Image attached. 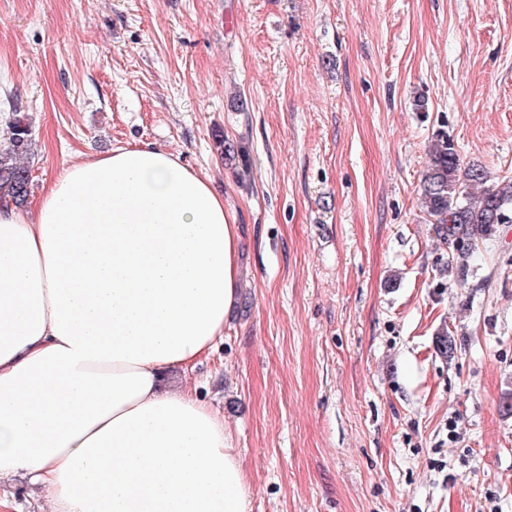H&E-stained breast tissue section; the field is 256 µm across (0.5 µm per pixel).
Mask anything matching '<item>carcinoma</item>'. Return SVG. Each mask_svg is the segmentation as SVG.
<instances>
[{
    "mask_svg": "<svg viewBox=\"0 0 512 512\" xmlns=\"http://www.w3.org/2000/svg\"><path fill=\"white\" fill-rule=\"evenodd\" d=\"M32 140L29 124L14 117L0 144V199L24 206L31 189L26 159ZM430 162L420 181V197L437 240L448 246L444 272L461 280L471 271L479 246L493 240L497 225L512 224V180L487 185L480 165L462 167L448 134L440 131L429 146ZM438 353L453 357L456 341L440 330L435 341Z\"/></svg>",
    "mask_w": 512,
    "mask_h": 512,
    "instance_id": "cac0c4a2",
    "label": "carcinoma"
}]
</instances>
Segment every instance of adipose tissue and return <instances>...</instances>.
I'll return each instance as SVG.
<instances>
[{
	"instance_id": "adipose-tissue-1",
	"label": "adipose tissue",
	"mask_w": 512,
	"mask_h": 512,
	"mask_svg": "<svg viewBox=\"0 0 512 512\" xmlns=\"http://www.w3.org/2000/svg\"><path fill=\"white\" fill-rule=\"evenodd\" d=\"M238 245L209 180L148 146L0 205V480L41 512H249L223 415L165 379L223 339Z\"/></svg>"
}]
</instances>
